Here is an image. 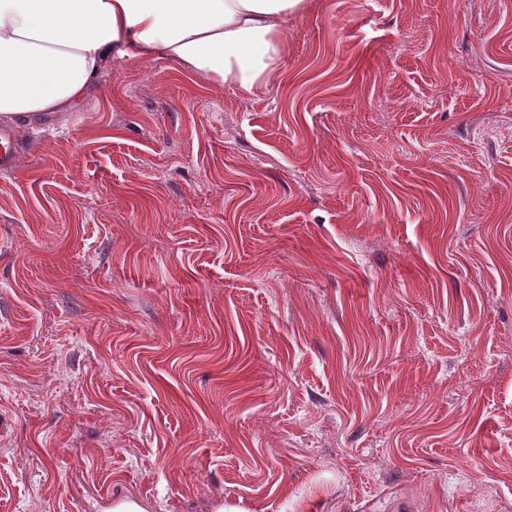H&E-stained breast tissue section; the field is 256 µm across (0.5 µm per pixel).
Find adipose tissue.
I'll use <instances>...</instances> for the list:
<instances>
[{"label": "adipose tissue", "instance_id": "adipose-tissue-1", "mask_svg": "<svg viewBox=\"0 0 512 512\" xmlns=\"http://www.w3.org/2000/svg\"><path fill=\"white\" fill-rule=\"evenodd\" d=\"M314 0H0V121L80 108L113 60L162 56L245 92L267 84Z\"/></svg>", "mask_w": 512, "mask_h": 512}]
</instances>
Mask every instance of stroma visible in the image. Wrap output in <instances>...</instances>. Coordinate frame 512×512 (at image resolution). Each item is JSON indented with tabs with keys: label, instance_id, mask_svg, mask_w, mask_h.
<instances>
[{
	"label": "stroma",
	"instance_id": "35a3bbf8",
	"mask_svg": "<svg viewBox=\"0 0 512 512\" xmlns=\"http://www.w3.org/2000/svg\"><path fill=\"white\" fill-rule=\"evenodd\" d=\"M92 94L0 171V512H512V0Z\"/></svg>",
	"mask_w": 512,
	"mask_h": 512
}]
</instances>
